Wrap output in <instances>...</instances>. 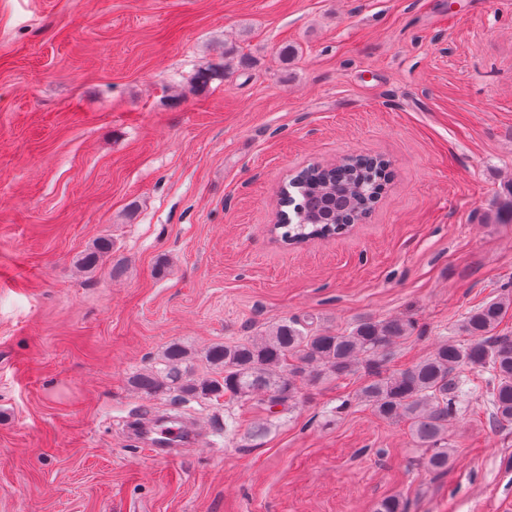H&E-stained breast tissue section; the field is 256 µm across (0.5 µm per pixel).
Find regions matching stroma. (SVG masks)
<instances>
[{
  "label": "stroma",
  "mask_w": 512,
  "mask_h": 512,
  "mask_svg": "<svg viewBox=\"0 0 512 512\" xmlns=\"http://www.w3.org/2000/svg\"><path fill=\"white\" fill-rule=\"evenodd\" d=\"M351 154L391 162L369 218L275 241L280 187ZM511 192L512 0H0V512H512L484 392L432 474L359 373L253 440L248 408L131 384L283 319L405 316L390 366L424 359L505 295ZM168 412L202 439L154 459L136 426Z\"/></svg>",
  "instance_id": "1"
}]
</instances>
